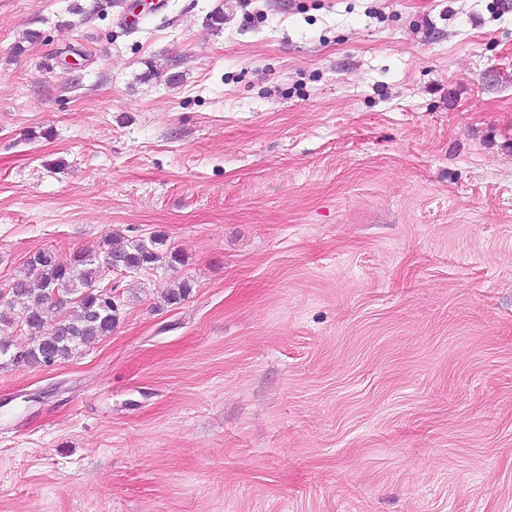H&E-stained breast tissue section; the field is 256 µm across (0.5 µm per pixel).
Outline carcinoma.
I'll use <instances>...</instances> for the list:
<instances>
[{
	"label": "carcinoma",
	"mask_w": 512,
	"mask_h": 512,
	"mask_svg": "<svg viewBox=\"0 0 512 512\" xmlns=\"http://www.w3.org/2000/svg\"><path fill=\"white\" fill-rule=\"evenodd\" d=\"M101 256L133 270L182 261L181 252L165 247L159 236L146 244L117 232L99 250L76 251L66 262L50 251L33 253L26 263L27 272L9 285L7 311L0 310V325H24L30 342L25 350L13 354L10 345L0 343V358L32 367L51 366L112 334L125 299L113 294L111 286H95L101 276ZM46 305L65 310L64 317L53 325L46 324Z\"/></svg>",
	"instance_id": "obj_1"
}]
</instances>
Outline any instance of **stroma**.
I'll use <instances>...</instances> for the list:
<instances>
[{
  "label": "stroma",
  "instance_id": "stroma-1",
  "mask_svg": "<svg viewBox=\"0 0 512 512\" xmlns=\"http://www.w3.org/2000/svg\"><path fill=\"white\" fill-rule=\"evenodd\" d=\"M132 7L0 0V294L185 258L0 366V512H512V0ZM165 245L159 236H154L149 246L116 232L98 251H76L66 262L50 251L33 253L26 263L27 272L13 278L9 285L7 311L0 310V325L21 323L31 335L30 342L25 350L13 354L9 344L0 343V358L9 357V361L32 367L51 366L110 336L119 322L125 299L123 295H114L112 286H95L102 274L99 257L107 256L113 261L111 266L107 258L102 260L108 271L119 269L116 262L133 270L159 262H181V252L175 248L160 249ZM45 305L64 309V317L47 325Z\"/></svg>",
  "mask_w": 512,
  "mask_h": 512
}]
</instances>
